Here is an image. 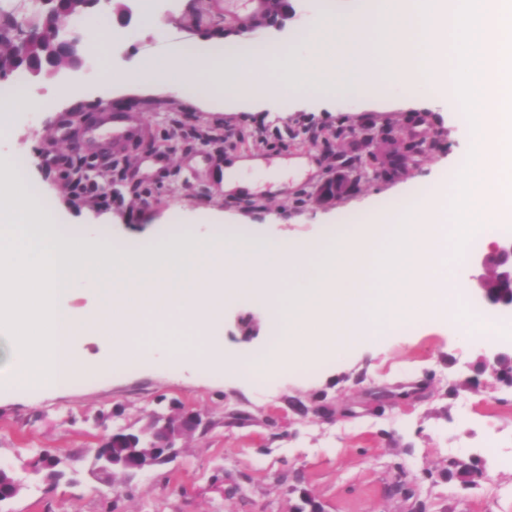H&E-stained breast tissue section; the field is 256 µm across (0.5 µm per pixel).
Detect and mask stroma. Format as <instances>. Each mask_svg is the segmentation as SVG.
Masks as SVG:
<instances>
[{
	"mask_svg": "<svg viewBox=\"0 0 512 512\" xmlns=\"http://www.w3.org/2000/svg\"><path fill=\"white\" fill-rule=\"evenodd\" d=\"M154 23L120 27L127 0L86 12L76 31L87 49L111 36L113 57H163L193 46L199 55L269 43L301 44L318 20L361 12L364 0H288L243 26L214 0H154ZM101 72L74 78L67 66L21 85L27 99L0 131V180L35 186L57 223L137 243L188 213L200 230L219 210L243 216V231L306 241L343 223L357 204L384 205L396 189L440 180L463 158L468 125L455 94L425 107L370 106L338 97L332 110H299L288 90L274 112L195 104L196 88L125 93L101 90ZM138 127L111 146V112ZM64 162L46 167V153ZM28 161L17 173L13 160ZM251 190L224 192L225 169L243 157ZM90 168L94 182L77 181ZM272 333L263 307L224 302L218 340L227 360L250 356ZM496 341L464 338L430 321L395 329L381 342L347 351L312 377L279 369L254 387L242 378L131 362L69 390L0 388V463L23 469L37 452L62 461L63 479L26 475L8 512H512V467L483 457L488 437L512 453V387L484 370ZM189 410L209 421L177 442L176 458L153 471L95 475L94 449L112 429H139L156 414ZM453 458H475L479 485L448 480Z\"/></svg>",
	"mask_w": 512,
	"mask_h": 512,
	"instance_id": "1",
	"label": "stroma"
}]
</instances>
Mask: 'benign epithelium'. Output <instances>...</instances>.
Wrapping results in <instances>:
<instances>
[{
	"instance_id": "7a95c632",
	"label": "benign epithelium",
	"mask_w": 512,
	"mask_h": 512,
	"mask_svg": "<svg viewBox=\"0 0 512 512\" xmlns=\"http://www.w3.org/2000/svg\"><path fill=\"white\" fill-rule=\"evenodd\" d=\"M56 0H37V8L31 15L20 17L14 11L0 12V36L12 39L18 57H27L31 45L46 42L50 46L51 57L47 58L43 68H33L30 75L40 77L42 69L52 68V55L61 53L67 56L69 66L80 69L90 59L87 50L79 47V37L73 30V22L80 17L75 12H63L54 8ZM467 266H481L491 270L489 276H478L473 285V296L484 307L494 310L505 317H512V236H504L494 242L488 251L469 257ZM483 364L499 371L512 366V351H497L482 357ZM202 425L201 417L194 412H185L174 429L164 417L155 418L152 437L156 447L162 452L145 456L134 446H129L125 455L117 460L110 451H104L98 459V471L118 465L121 470L138 473L153 470L167 464L176 455V441L184 433L194 431Z\"/></svg>"
}]
</instances>
